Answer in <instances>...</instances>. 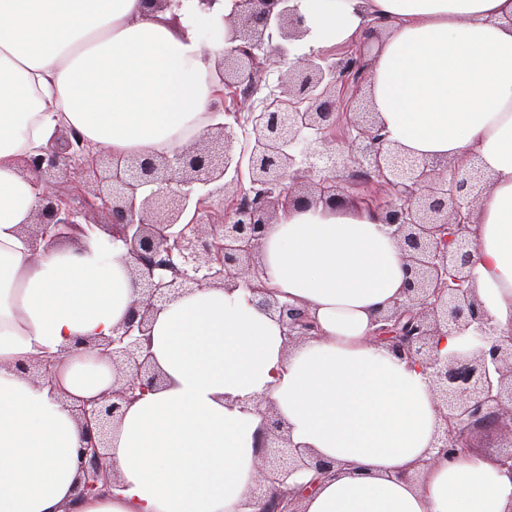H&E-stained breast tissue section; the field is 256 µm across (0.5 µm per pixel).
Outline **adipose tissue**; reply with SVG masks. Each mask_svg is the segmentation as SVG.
Wrapping results in <instances>:
<instances>
[{"label":"adipose tissue","mask_w":512,"mask_h":512,"mask_svg":"<svg viewBox=\"0 0 512 512\" xmlns=\"http://www.w3.org/2000/svg\"><path fill=\"white\" fill-rule=\"evenodd\" d=\"M305 49L381 27L369 80L390 139L418 158L473 159L477 294L512 334V0H292ZM235 0L149 13L143 0H0V512H256L269 398L294 443L334 462L304 512H512V474L473 454L433 461L441 424L421 366L368 342L403 293L402 253L363 203L296 208L268 225L262 279L307 308L316 338L288 346L275 314L243 289L199 288L151 330L162 388L111 435L109 493L77 499L81 427L19 368L54 362L59 386L92 398L110 360L81 340L110 336L140 288L122 242L95 231L32 251L38 198L21 160L74 128L114 156L160 154L218 121L216 60Z\"/></svg>","instance_id":"adipose-tissue-1"}]
</instances>
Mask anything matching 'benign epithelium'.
<instances>
[{
	"label": "benign epithelium",
	"mask_w": 512,
	"mask_h": 512,
	"mask_svg": "<svg viewBox=\"0 0 512 512\" xmlns=\"http://www.w3.org/2000/svg\"><path fill=\"white\" fill-rule=\"evenodd\" d=\"M289 0H236L223 19L238 45L218 59L224 92L212 109L226 111V99L246 110L252 141L237 149L225 123L166 154L116 158L91 145L75 129L59 133L44 155L24 159V171L39 191V207L23 233L33 248L73 239L95 229L127 248L141 292L114 335L85 348L112 361V389L72 406L82 430L78 450L82 475L79 496L106 491L117 481L107 453L108 438L124 408L164 383L150 354V328L163 304L193 288H243L258 306L279 313L288 342L318 331L304 308L268 292L258 269L266 226L282 209L341 202L339 173L375 174L389 201L378 207L405 260L403 299L375 320L372 340L430 370L441 430L432 460L455 461L473 452L471 437L489 423L512 422V336L492 340V318L474 288L476 238L472 221L484 175L446 158L403 163L374 112L361 110L356 95L337 92L345 84L356 93L367 84L369 63L361 47L328 62L322 53L289 61L293 42L302 39ZM264 52L261 57L258 52ZM290 62L284 90L271 92L254 108L252 82L263 61ZM356 131L347 150L333 148L331 134L341 119ZM324 172L314 190L301 193L302 172ZM247 178L248 192L242 191ZM208 188L199 196L194 186ZM458 336L462 347L447 356L436 341ZM40 387L52 386L50 362L38 359L22 370ZM263 418L261 482L279 487L258 497V512H301L300 492L280 488L290 474H326L333 463L294 444L290 427L266 400L256 402Z\"/></svg>",
	"instance_id": "obj_1"
}]
</instances>
